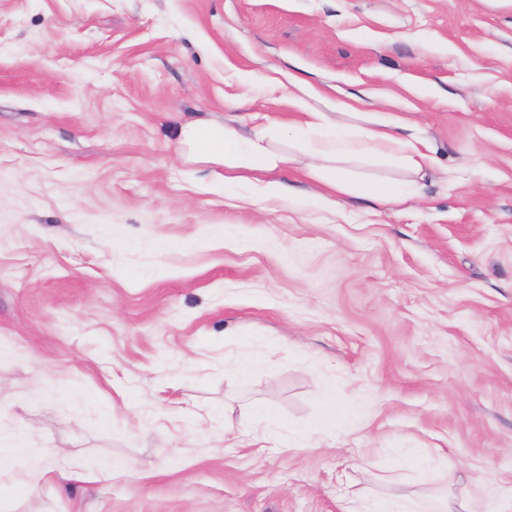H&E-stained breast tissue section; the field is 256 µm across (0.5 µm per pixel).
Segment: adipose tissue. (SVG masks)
Segmentation results:
<instances>
[{"mask_svg":"<svg viewBox=\"0 0 512 512\" xmlns=\"http://www.w3.org/2000/svg\"><path fill=\"white\" fill-rule=\"evenodd\" d=\"M294 105L300 113L293 123L296 140L309 158L306 174L323 187L321 193L310 198V206L333 207L337 196L344 194H363L386 204L402 202L398 183L354 182L350 171L341 165L344 159L376 155L412 172L420 171L432 162L419 147L392 134L388 120H377L375 127L358 133L338 128L333 133L317 137L313 131L327 125L326 113L317 111L302 99L295 100ZM181 136L200 148L210 161L228 168L266 170L276 167L279 162L278 156L271 152L267 133L263 130L246 138L229 126H187L182 129Z\"/></svg>","mask_w":512,"mask_h":512,"instance_id":"adipose-tissue-1","label":"adipose tissue"}]
</instances>
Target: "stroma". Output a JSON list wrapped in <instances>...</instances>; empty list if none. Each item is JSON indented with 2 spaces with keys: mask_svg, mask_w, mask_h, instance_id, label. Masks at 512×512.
Instances as JSON below:
<instances>
[{
  "mask_svg": "<svg viewBox=\"0 0 512 512\" xmlns=\"http://www.w3.org/2000/svg\"><path fill=\"white\" fill-rule=\"evenodd\" d=\"M311 87L428 146L346 163L415 195L253 205L180 141L273 120L313 192ZM0 394V512H512V5L0 0ZM414 508V501L405 497H397L382 504L362 499L354 502L347 512H413L416 511Z\"/></svg>",
  "mask_w": 512,
  "mask_h": 512,
  "instance_id": "1",
  "label": "stroma"
}]
</instances>
